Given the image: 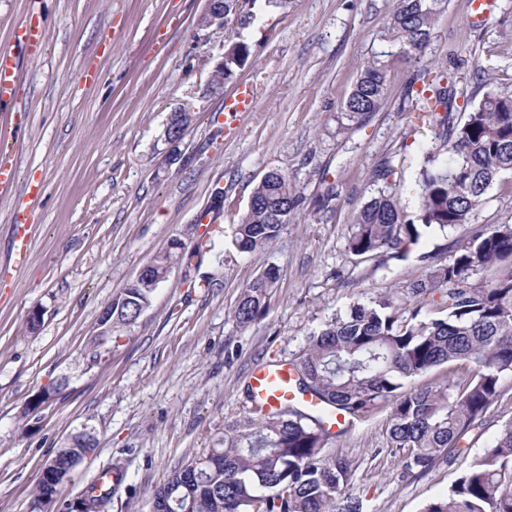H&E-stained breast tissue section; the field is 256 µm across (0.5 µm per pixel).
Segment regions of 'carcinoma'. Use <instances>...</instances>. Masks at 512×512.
<instances>
[{
    "instance_id": "carcinoma-1",
    "label": "carcinoma",
    "mask_w": 512,
    "mask_h": 512,
    "mask_svg": "<svg viewBox=\"0 0 512 512\" xmlns=\"http://www.w3.org/2000/svg\"><path fill=\"white\" fill-rule=\"evenodd\" d=\"M444 0H397L387 31L407 55L429 45ZM244 41L224 51V79L245 65ZM423 88L414 90L417 82ZM387 65L364 66L345 111L353 119L374 111L387 94ZM455 81L423 70L413 76L407 95L415 96L414 124L435 133L424 152L416 219L401 208L395 166L387 159L372 178L386 189L358 213L348 251L380 268L408 258L422 230L459 233L446 258L423 253L426 262L407 288L411 307L381 297L353 307L344 318L309 339L294 363L295 386L345 418L359 417L379 403L390 408L392 447L406 448V475L422 476L439 460L452 464L468 457L462 441L504 393L512 376V224L475 225L472 218L488 189L512 172V95L487 91L468 102L463 121L450 106ZM301 197L281 172H269L255 186L252 202L234 225L233 243L242 253L268 248L294 217ZM201 242L189 247L171 241L158 252L149 277L132 281L112 298V329L130 323L151 304L161 275L175 265L189 266ZM278 280L267 267L243 288L234 318L240 326L265 309ZM444 290L445 305L429 309V298ZM460 363V377L417 387L409 381L435 367ZM333 434L324 416L296 405L262 411L251 408L224 425L214 447L176 469L154 493L160 512H362V501L346 491L350 463L326 456ZM96 438L76 433L44 464L36 484L33 512H73L82 502L90 512H108L115 488L87 482L75 501L58 497L52 480L63 481L90 453ZM422 512H512V421L495 441L472 457L448 492Z\"/></svg>"
}]
</instances>
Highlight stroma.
I'll list each match as a JSON object with an SVG mask.
<instances>
[{
    "label": "stroma",
    "instance_id": "35a3bbf8",
    "mask_svg": "<svg viewBox=\"0 0 512 512\" xmlns=\"http://www.w3.org/2000/svg\"><path fill=\"white\" fill-rule=\"evenodd\" d=\"M468 2L446 0L423 56L407 57L384 36L396 0L260 2L220 34L198 25L206 0H0V49L16 50L22 20L45 32L41 49L19 58L13 101L0 104V125L24 120L12 154L18 181L0 196V512H31L42 467L82 430L98 449L61 499L117 462L125 479L110 512H152L154 490L250 409L256 365L295 362L311 334L354 305L405 292L422 271L420 254L450 248L452 236L430 232L408 260L377 269L347 243L381 188L372 172L383 160L397 170L401 206L418 210L422 149L434 138L408 119L406 88L419 69L456 76L457 116L488 90L512 94V0H494L482 20ZM240 38L251 47L247 63L223 92H209L225 45ZM376 59L388 66L385 100L350 118L345 103ZM88 67L101 71L99 82L78 81ZM245 84L256 106L226 124L224 104ZM181 107L193 117L174 147L165 127ZM273 170L287 173L304 203L268 249L239 252L233 227ZM19 204L34 222L16 269ZM474 221L512 224V173L489 188ZM175 239L206 245L191 266H175L136 323L91 346L102 306ZM269 266L279 272L269 307L239 326L240 293ZM60 378L66 386L25 415ZM510 420L512 379L469 434L470 454ZM388 428L382 404L352 419L326 452L351 462L349 491L366 512H421L459 468L441 462L406 476Z\"/></svg>",
    "mask_w": 512,
    "mask_h": 512
}]
</instances>
